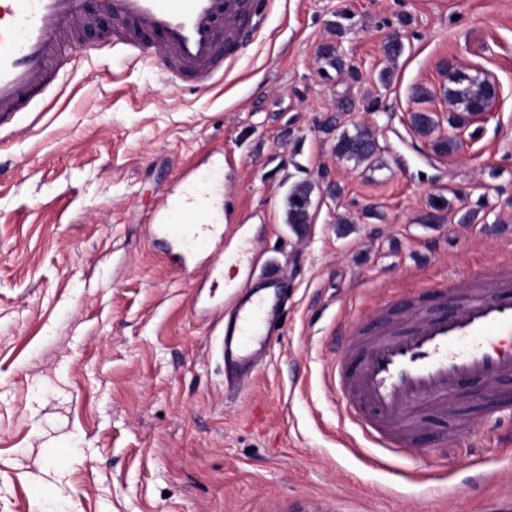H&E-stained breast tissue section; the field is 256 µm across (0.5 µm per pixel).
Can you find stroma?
<instances>
[{
	"label": "stroma",
	"mask_w": 512,
	"mask_h": 512,
	"mask_svg": "<svg viewBox=\"0 0 512 512\" xmlns=\"http://www.w3.org/2000/svg\"><path fill=\"white\" fill-rule=\"evenodd\" d=\"M258 9L220 85L170 88L153 65L83 59L0 134V512H512V413L485 414L464 390L452 413L423 414L446 446L393 455L326 380L337 327L512 254V0ZM330 40L346 66L326 82L316 54ZM446 61L499 96L466 127L441 126L459 148L440 155L409 117L419 87L447 117ZM333 115L375 132L374 164L336 156ZM188 166L233 215L223 251L185 272L148 224ZM300 179L314 191L297 230L285 203ZM434 202L443 220L424 223ZM243 246L287 290L237 393L214 305L232 306L250 275Z\"/></svg>",
	"instance_id": "1"
}]
</instances>
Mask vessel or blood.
Returning a JSON list of instances; mask_svg holds the SVG:
<instances>
[{"mask_svg": "<svg viewBox=\"0 0 512 512\" xmlns=\"http://www.w3.org/2000/svg\"><path fill=\"white\" fill-rule=\"evenodd\" d=\"M109 24L84 55L118 52L154 60L169 82L208 89L224 79V63L253 28L252 0H0V128L45 100L54 66L70 55L68 35L98 18ZM182 186L153 214L152 234L188 265L223 234L220 224L188 220ZM279 271L266 266L258 291L239 301L224 323V369L247 376L264 347L278 302ZM332 369L346 416L374 445L401 453L419 434L420 412L452 411L466 386L499 389L512 379V259L443 279L410 298L404 314L392 302L340 330Z\"/></svg>", "mask_w": 512, "mask_h": 512, "instance_id": "1", "label": "vessel or blood"}]
</instances>
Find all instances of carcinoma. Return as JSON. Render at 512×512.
<instances>
[{"label":"carcinoma","mask_w":512,"mask_h":512,"mask_svg":"<svg viewBox=\"0 0 512 512\" xmlns=\"http://www.w3.org/2000/svg\"><path fill=\"white\" fill-rule=\"evenodd\" d=\"M318 58L321 63L320 73L326 79L331 78L330 71L339 72L345 66L342 54L330 42L319 47ZM448 71L449 85L445 90L451 105L448 124L457 127L487 109L498 95V85L479 72L471 74L454 66L448 67ZM410 118L414 130L423 137L430 136L437 126L434 116L426 109L412 112ZM380 151L375 135L365 126L356 127L352 133L343 130L336 135V156L357 165L376 161ZM311 193L312 185L307 181L292 186L287 198V223H311Z\"/></svg>","instance_id":"obj_1"}]
</instances>
